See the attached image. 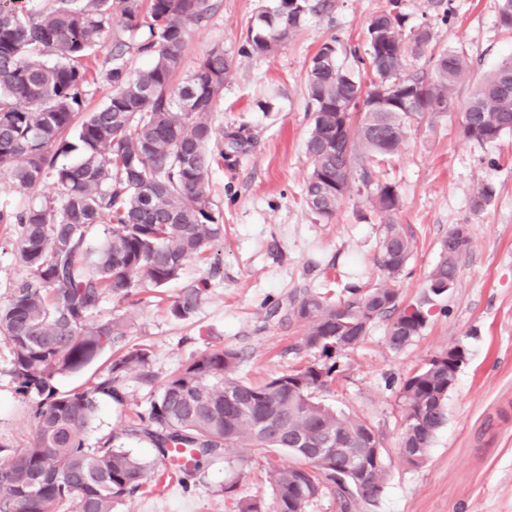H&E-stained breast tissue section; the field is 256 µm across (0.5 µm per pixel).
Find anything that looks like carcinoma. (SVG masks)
<instances>
[{
  "label": "carcinoma",
  "mask_w": 512,
  "mask_h": 512,
  "mask_svg": "<svg viewBox=\"0 0 512 512\" xmlns=\"http://www.w3.org/2000/svg\"><path fill=\"white\" fill-rule=\"evenodd\" d=\"M373 15L367 49L335 37L314 54L307 92L313 126L305 142L312 170L302 200L332 218L354 188L368 192L386 217L377 263L384 274L370 288L295 299L288 319L302 327L301 343L325 357L264 384L236 376L240 355L215 347L192 358L160 386L123 433L150 439L162 458L188 450L179 471H198L213 456L249 445L292 464L267 462L269 501L238 503V512H306L329 493L341 512H362L386 488V469L374 459V427L314 400L335 379L333 358L359 346L373 322L389 319L386 343L398 351L432 317L434 302L455 287L470 240L458 225L440 242L423 297L401 305L399 280L414 248L391 217L402 207L396 185L374 180L373 163L399 152L412 126L448 111L450 93L469 69L462 50L435 51L428 27L403 37L399 0ZM336 0H274L250 18L240 55L277 51L308 15L332 13ZM219 0H0V174L20 190L43 183L51 197L22 208L0 207V224L18 227L16 258L29 276L0 304V335L12 346L18 391L31 402L33 443L20 454L0 444V512H114L135 492L146 465L109 436L91 448L85 432L98 404H124L118 381L148 364L145 349L127 347L124 325L98 319L107 295L125 298L138 288H163L185 263L224 232L211 207L209 175L232 167L250 137L243 128L216 134L209 115L236 62L215 46L182 81L187 28L207 22ZM112 45L102 65L92 52ZM344 53L369 77L337 64ZM134 55L150 59L134 71ZM429 56L430 70L410 73L407 59ZM112 89L92 112L85 103L99 85ZM362 103L340 115L337 102ZM465 138L483 144L512 131V59L477 83L460 113ZM78 152L72 164L59 162ZM204 284L183 289L169 305L178 320L191 318ZM116 353L94 381L61 392L56 379L77 373L104 350ZM403 407L400 452L421 465L447 418L448 352L429 359L398 389ZM308 441L323 449L310 464Z\"/></svg>",
  "instance_id": "cac0c4a2"
}]
</instances>
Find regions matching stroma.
<instances>
[{
  "instance_id": "35a3bbf8",
  "label": "stroma",
  "mask_w": 512,
  "mask_h": 512,
  "mask_svg": "<svg viewBox=\"0 0 512 512\" xmlns=\"http://www.w3.org/2000/svg\"><path fill=\"white\" fill-rule=\"evenodd\" d=\"M220 3L208 23L189 27L185 68L193 70L217 45L237 58L210 121L244 127L253 142L233 168H217L209 176L212 207L224 220L223 239L188 261L162 292L144 288L136 301L112 295L101 304L99 317L121 320L130 345L146 349L149 361L144 371L123 378L126 407L100 404L85 433L92 447L120 434L127 409L144 410L171 372L205 350H238V375L254 384L319 362V352L301 348V329L288 320L286 305L305 293L334 295L383 279L374 258L384 217L353 192L326 220L302 204L301 191L312 168L305 152L312 127L310 59L333 36L363 43L368 20L388 0H336L330 16L309 18L285 47L248 58L238 54L245 23L272 0ZM400 4L405 30L427 26L437 48L464 50L470 60L448 112L413 126L398 154L378 168L381 179L398 187L402 208L394 220L415 243L400 278L403 303L421 296L450 229L465 225L470 245L442 311L419 336L391 350L388 320L377 319L363 343L342 355L335 381L315 397L365 418L379 436L386 488L364 512H512V131L482 144L463 136L459 119L471 87L512 56V34L499 25V0H451L445 24L428 0ZM485 184L494 194L474 210L472 200ZM203 278L208 288L196 313L174 319L167 300ZM457 344L467 361L448 394L447 420L425 462L410 466L399 455L403 408L396 384ZM146 372L152 381L143 380ZM35 432L31 404L16 389L11 344L0 336V443L18 453ZM119 444L146 465L147 479L115 512H237L238 501L268 495L266 463L258 451H244L240 462L212 459L172 481L171 461L149 441L121 436Z\"/></svg>"
}]
</instances>
